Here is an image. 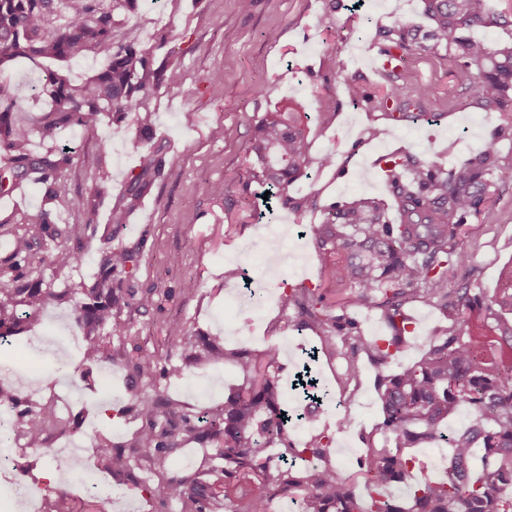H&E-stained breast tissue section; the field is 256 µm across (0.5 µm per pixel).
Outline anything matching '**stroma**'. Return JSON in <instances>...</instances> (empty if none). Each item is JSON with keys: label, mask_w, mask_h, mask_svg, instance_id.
<instances>
[{"label": "stroma", "mask_w": 512, "mask_h": 512, "mask_svg": "<svg viewBox=\"0 0 512 512\" xmlns=\"http://www.w3.org/2000/svg\"><path fill=\"white\" fill-rule=\"evenodd\" d=\"M421 0H252L241 10L237 0H141L139 10L120 17L115 34L134 36L148 52L154 68L179 66L182 89L161 84L148 105L156 133L165 144L164 168L133 211L125 230L108 237V216L119 204L130 177L139 173L143 150L136 141L135 117L122 121L104 116L96 133L70 128L53 140L33 135L31 149L42 154L61 146L75 153L72 165L60 175L69 195L87 196L99 173H106V190L98 200L99 222L85 230L81 216L64 205H54L59 228H71V243L81 248L82 264L56 272L40 256L24 265L27 280L64 290L98 276L107 247L136 252L132 276L116 277L117 286L155 293L149 309L132 308L129 347L170 356L166 328L171 321L187 324L191 335L224 333L230 346L254 353L268 346L281 349L283 385H290L305 349L315 346V332L294 327L296 310L291 294L301 288L323 292L331 316L358 322L368 339L390 335L381 310L374 305L344 307L336 302L332 260L320 257L314 241L304 236L307 224L320 223L325 208L364 193L381 199L390 194L385 178L373 166L377 159L405 152L440 154L445 164L475 154L492 134H499L500 172L494 190L497 202L487 215L470 219L459 245L471 256L468 266L448 283L449 292L467 286L492 296L499 286L500 269L512 263V131L498 112L468 105L450 74L447 55L418 52L403 59L410 82L431 83L437 93L425 105L435 113L432 122L389 119L370 107L382 79L371 70L379 47V30L394 23H424ZM276 38H268L269 30ZM346 61L339 70L338 61ZM222 62L223 83L210 79L215 62ZM41 70L17 60L11 82L26 110L41 113L52 107L35 96ZM362 87L363 100H353L350 86ZM298 100L305 112L332 113L328 125L311 127L312 158L332 151L335 167L311 168L309 177L288 189L293 198L315 197L317 206L293 211L272 201V215L256 220L261 209L260 187L247 177V146L254 123L286 99ZM194 115L184 123L183 113ZM382 135L373 140L370 128ZM408 319L407 343L386 369L396 372L419 355L434 330L450 327L453 317L441 307L409 300L403 306ZM82 335L70 319L68 304L47 302L38 323L23 326L11 341L0 345V372L8 374L17 397L32 406L56 396L78 428L71 438L50 442L54 454L70 461L56 471L45 451L0 447V457L15 463L0 468V512H14L26 492L43 496L53 487L68 488L74 512H89L90 496L81 474L95 468L92 441L97 432L120 445L130 439L140 421L128 408L126 372L120 367L96 368L79 378L74 368L83 358ZM69 360L72 369L59 368ZM359 381L347 391L335 388L342 373L339 361H320L319 377L332 388V398L309 423V432L328 435L332 459H356L362 452L361 433L375 432L380 421L374 390L376 368L363 362ZM237 373L218 364L189 369L174 378L158 371L156 384L171 397L184 401L189 411L223 401L238 384ZM349 427L337 429L340 419ZM58 472L57 481L48 473Z\"/></svg>", "instance_id": "obj_1"}]
</instances>
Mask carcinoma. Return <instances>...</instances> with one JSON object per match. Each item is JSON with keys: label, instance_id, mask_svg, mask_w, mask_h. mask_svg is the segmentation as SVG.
<instances>
[{"label": "carcinoma", "instance_id": "1", "mask_svg": "<svg viewBox=\"0 0 512 512\" xmlns=\"http://www.w3.org/2000/svg\"><path fill=\"white\" fill-rule=\"evenodd\" d=\"M139 2L0 0V156L8 159V165L0 167V194L34 175L46 184L44 204L21 216L25 233L14 239L9 256L0 259V344L23 323L38 320L42 303L66 301L75 325L85 334L83 362L76 368L82 376L91 365L118 363L123 348H108L104 332L119 339L125 336L129 308L152 305L154 293L112 287V273H131L137 266L136 253L122 249L105 253L102 273L89 288L79 284L58 293L20 279L17 263L65 234L53 223L50 204L66 197L59 174L74 157L66 147L41 156L30 153L32 127L15 118L23 108L4 78V68L17 57L38 66L44 59L71 63L90 53H107L108 66L82 84L58 72H44L35 90L55 107L36 125L43 137L55 139L72 126L97 132L104 113L117 121L130 112L137 114L136 139L147 154L143 173L132 177L123 204L112 209V234L118 235L140 203L146 187L143 176L159 175L163 167L164 147L155 134L148 97L161 81L183 88L178 69H155L135 39L114 38L116 17L136 13ZM59 13L62 23L57 21ZM423 15L429 22L425 28L402 23L378 37L389 42L387 50L396 49L403 57L417 51L448 52L461 91L481 109L502 112L512 121V36L489 43L469 35L477 27L512 26V16L492 14L488 0H423ZM386 79L383 95L373 99L374 107L394 108L398 121L413 122L422 116V105L434 96L435 87L422 84L409 90L401 70L389 71ZM329 120V113H303L291 100L264 113L249 145L258 165L250 172L252 180L296 211L314 206L308 198L288 197V188L307 176L312 163L309 124L323 126ZM386 165L396 219L388 218L384 204L359 194L328 207L324 220L307 226L305 233L316 241L319 254L340 255L334 276L349 290L345 304L364 305L374 294H382L378 305L394 336L383 346L369 342L356 322L325 314L324 295L304 289L292 296L300 314L296 327L318 334L319 353L345 360L338 379L343 391L359 379L361 356L382 366L396 354L406 331L402 307L408 300L449 307L455 323L469 328L466 336L457 331L430 337L414 365L379 376V430L384 442L361 436L364 452L351 473L332 463L326 436H313L305 447H296L289 435L287 394L275 373L279 347L271 345L257 355L230 350L221 337L192 336L184 322L174 321L166 329L167 346L181 352L186 364L170 365V375L183 376L187 364L206 367L222 362L236 368L243 382L224 397V404L191 414L170 396L146 391L158 356L127 357V395L142 425L121 447L113 446L104 434L96 436L93 447L101 468L115 474L133 469L147 474L145 490L162 504H174L176 512H215L232 494L241 501L234 512H268L270 503L283 496L298 512H512V266L502 270L503 288L496 296L488 299L460 288L448 299V281L471 260L457 238L468 219L485 214L491 205L499 168L498 138L488 139L475 157L449 167L436 154L421 159L409 153L386 160ZM69 203L83 215L85 227L98 223L92 199L77 197ZM48 257L56 269L65 270L80 262L81 253L57 245ZM476 313L486 321L482 332L470 329ZM460 404L473 410L475 422L447 437L443 422ZM72 429L71 420L48 400L15 410L10 433L27 448L45 449L51 436H64ZM445 439L451 445L445 479L413 486L402 498L384 494L386 485L405 484L412 475L416 458L405 455L404 449L428 448ZM191 442L212 448L213 457L223 464L183 477L168 476V459ZM275 445L278 452L272 454L269 449ZM478 451L482 470L474 476L471 464ZM307 454L323 465L296 468L293 460ZM360 483L368 489L364 499L355 494ZM43 512H74L70 493L64 488L51 491Z\"/></svg>", "mask_w": 512, "mask_h": 512}]
</instances>
